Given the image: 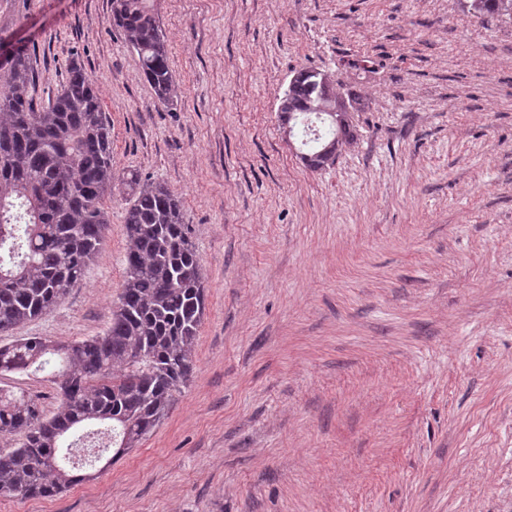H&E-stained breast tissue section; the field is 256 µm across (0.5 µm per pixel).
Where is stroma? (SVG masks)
I'll return each mask as SVG.
<instances>
[{"instance_id":"35a3bbf8","label":"stroma","mask_w":512,"mask_h":512,"mask_svg":"<svg viewBox=\"0 0 512 512\" xmlns=\"http://www.w3.org/2000/svg\"><path fill=\"white\" fill-rule=\"evenodd\" d=\"M469 0H156L177 94L160 104L112 0H0L48 103L82 64L115 174L180 199L205 310L159 427L52 499L0 512H512V15ZM362 98L313 171L277 108L294 72ZM63 302L17 329L103 334L126 195ZM0 389L59 405L48 373Z\"/></svg>"}]
</instances>
